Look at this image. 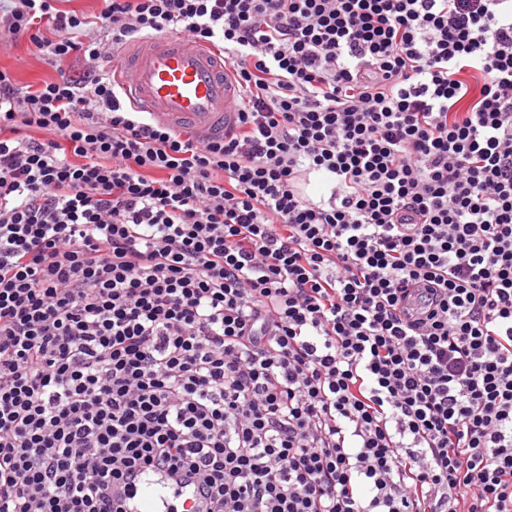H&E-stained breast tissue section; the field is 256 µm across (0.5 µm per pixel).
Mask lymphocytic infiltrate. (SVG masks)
Instances as JSON below:
<instances>
[{"instance_id":"lymphocytic-infiltrate-1","label":"lymphocytic infiltrate","mask_w":512,"mask_h":512,"mask_svg":"<svg viewBox=\"0 0 512 512\" xmlns=\"http://www.w3.org/2000/svg\"><path fill=\"white\" fill-rule=\"evenodd\" d=\"M59 2L0 14L60 70L0 71V512H512V0ZM173 30L224 136L108 67ZM127 100L176 133L224 134L234 123L238 89L224 61L184 33L140 40L112 59ZM168 496L163 486L155 482L144 484L137 494L138 512H167L163 510L168 507Z\"/></svg>"}]
</instances>
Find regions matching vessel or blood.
<instances>
[{
  "mask_svg": "<svg viewBox=\"0 0 512 512\" xmlns=\"http://www.w3.org/2000/svg\"><path fill=\"white\" fill-rule=\"evenodd\" d=\"M112 68L128 101L177 133L215 136L234 123L237 88L218 54L183 33L140 40L115 55ZM169 493L149 482L138 491L139 512H163Z\"/></svg>",
  "mask_w": 512,
  "mask_h": 512,
  "instance_id": "b4317fda",
  "label": "vessel or blood"
}]
</instances>
